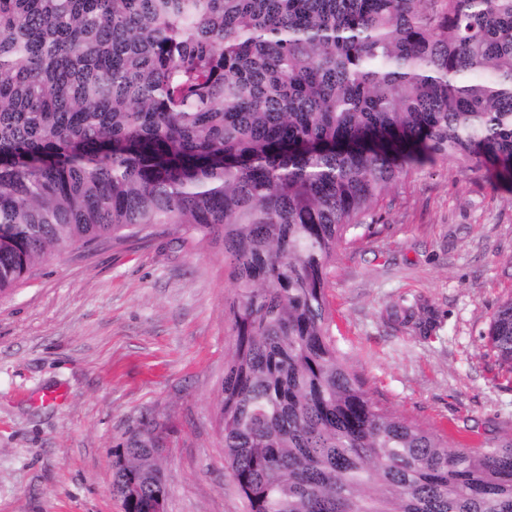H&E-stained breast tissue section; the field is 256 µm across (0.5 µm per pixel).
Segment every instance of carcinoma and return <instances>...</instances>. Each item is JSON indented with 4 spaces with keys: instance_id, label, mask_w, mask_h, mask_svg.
Listing matches in <instances>:
<instances>
[{
    "instance_id": "cac0c4a2",
    "label": "carcinoma",
    "mask_w": 512,
    "mask_h": 512,
    "mask_svg": "<svg viewBox=\"0 0 512 512\" xmlns=\"http://www.w3.org/2000/svg\"><path fill=\"white\" fill-rule=\"evenodd\" d=\"M438 157L512 187V0H0V295L99 239L223 246L247 512H512V437L383 409L331 332L338 247ZM482 339L512 374V298ZM154 448L112 449L129 512Z\"/></svg>"
}]
</instances>
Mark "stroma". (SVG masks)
<instances>
[{"label": "stroma", "mask_w": 512, "mask_h": 512, "mask_svg": "<svg viewBox=\"0 0 512 512\" xmlns=\"http://www.w3.org/2000/svg\"><path fill=\"white\" fill-rule=\"evenodd\" d=\"M387 201L337 250L338 345L450 445L512 437V375L480 339L512 297V189L440 158ZM233 293L220 247L161 228L49 255L0 296V512H123L112 450L141 434L165 450V512H247L217 420ZM395 304L428 331L388 323Z\"/></svg>", "instance_id": "obj_1"}]
</instances>
